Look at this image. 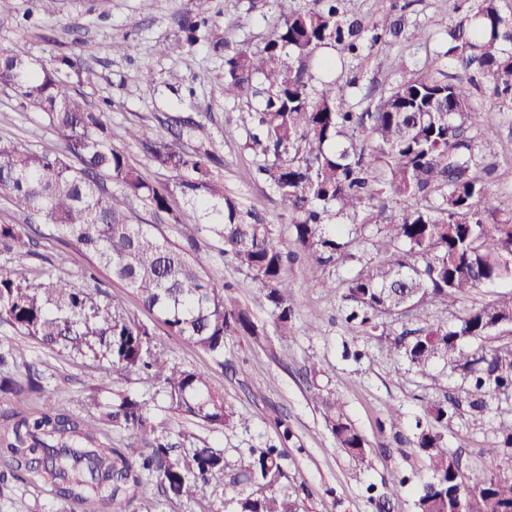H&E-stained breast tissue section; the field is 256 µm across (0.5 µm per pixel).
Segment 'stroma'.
<instances>
[{
	"label": "stroma",
	"instance_id": "obj_1",
	"mask_svg": "<svg viewBox=\"0 0 512 512\" xmlns=\"http://www.w3.org/2000/svg\"><path fill=\"white\" fill-rule=\"evenodd\" d=\"M479 0H345L348 13L372 25L402 11L404 32L393 50L404 62L403 72H427L430 64L451 76L461 71L447 57L448 31L458 25ZM208 17L224 43L223 50L210 44L182 45L180 23L184 18ZM280 16L278 0H57L53 14L39 11L37 0H0V50H15L35 63L53 65L62 55L80 54L85 66L72 76L74 87L90 107L104 111L114 146L124 150L158 185L170 184L171 173L157 169L126 135L128 127L146 125L165 133L167 119L197 112L210 137L205 146L221 163L224 192L242 208L263 211L275 234L291 244L288 213L273 191L253 172L260 159L246 149V132L240 120L246 104L225 98V56L263 42ZM125 45L112 51L113 42ZM153 71L152 82H144L143 67ZM182 82H174L172 73ZM389 59L377 47L365 46L363 55L346 62L345 75L353 79L352 97L365 92L387 93L401 79ZM473 104L481 121L494 131L492 138L476 143L488 163L494 165V187L503 198L512 197V108L497 105L487 88L475 90ZM0 138L22 142L37 151H57L62 141L44 113L24 107L16 93L0 86ZM139 223L177 239L195 231L203 218L198 210L174 198L182 222L170 224L153 214L139 200H131ZM35 252L25 262L34 280L44 270L94 292L100 302L120 305L126 313L152 330L154 341L167 360L206 372L212 390L222 395L235 413L236 427L215 430L196 419H186L162 410L159 418L175 428L219 445L230 470L244 468L251 451L277 443L276 422L286 419L292 438L284 450L285 477L280 489L300 504V512H376L369 488H376L391 501L390 512H414L420 485L428 479V464L411 440L415 426L433 403L458 391L462 380L451 373L439 379L422 375L404 359L389 352L388 345L404 328L431 324L455 325L466 310L512 293V280L475 289L468 297L449 299L447 304L420 305L404 315L383 313L376 330L346 322L341 294L355 273L358 257H372L382 244L376 227L355 235L351 258L310 275L305 260H297L287 271L292 288L295 316L292 334L277 335L259 284L232 260L221 254L212 237L203 244L210 256V272L231 285L233 295L263 325L266 336H230L223 359L168 335L155 314L106 273L90 284L81 273L89 266L84 252L63 245L40 225ZM316 331H309V324ZM0 353L7 364L1 371L24 379L28 369L37 370L47 399L66 400L76 413H83V398L99 392L102 401L113 392L154 393L152 381L137 374L117 375L105 359L93 355H71L44 347L6 323H0ZM335 394L342 411L366 440L368 464L359 468L328 430L322 412L308 396L310 385ZM398 409V423H390L388 412ZM512 420V403H495L483 420L462 414L444 431L449 450L464 448L470 465L497 470L496 461L479 458L477 449L487 447L500 421ZM240 487L229 480H215L194 496L167 498L155 482H148L132 503L130 512H232ZM0 512H83L59 502L49 486L37 476L17 479L0 476Z\"/></svg>",
	"mask_w": 512,
	"mask_h": 512
}]
</instances>
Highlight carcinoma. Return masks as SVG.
Returning <instances> with one entry per match:
<instances>
[{
  "label": "carcinoma",
  "mask_w": 512,
  "mask_h": 512,
  "mask_svg": "<svg viewBox=\"0 0 512 512\" xmlns=\"http://www.w3.org/2000/svg\"><path fill=\"white\" fill-rule=\"evenodd\" d=\"M262 48L224 62V97L254 99L242 123L247 147L262 158L256 168L288 212L294 249L284 248L265 216L242 211L224 195L214 171L219 160L204 146L187 152L147 126L127 129L153 165L173 174L159 187L112 145L105 113L73 94L70 78L84 66L81 55L64 56L50 69L11 50L0 51V85L21 102L46 114L61 136L58 152L35 151L0 139V192L14 209L50 226L51 237L94 257L112 280L158 315L170 336H181L215 357L226 337L260 340L264 328L227 292L224 280L209 273L196 238L174 241L135 224L128 202L141 200L166 212L180 196L201 211L198 232L213 235L221 252L250 274L264 291L279 336L291 335L292 289L288 263L303 255L318 267L349 256L342 230L358 233L374 225L387 248L361 263L341 300L347 318L376 328L381 312L407 311L420 304L464 298L486 284L512 280V202L494 189V169L476 150L469 131L479 112L470 86L437 69L403 78L361 112L348 102L351 81L336 63L318 57L339 47L343 57L360 55L368 40L392 48L401 32L397 20L366 28L345 17L343 0H311L304 9L286 8ZM188 43L219 46L208 19L187 24ZM449 51L475 68L502 107L512 108V14L498 0H480L473 13L448 31ZM174 135L193 137L205 125L171 117ZM345 216L349 224L332 218ZM31 224H0V254L20 253L31 240ZM0 322L51 348L91 353L112 368L150 376L175 413L218 428L235 426L234 412L212 394L206 374L163 358L152 345L149 327L110 303L101 305L70 281L50 275L36 283L22 264L0 268ZM512 326V295L472 308L455 326L406 330L389 350L422 373L437 362L460 372L462 394L427 410L416 424L412 444L428 460L430 479L415 501L416 512H512V470L488 474L463 471L460 454L448 451L442 429L463 410L484 414L488 397L512 399V344L467 347ZM43 392L31 370L25 380L0 376V394L13 408L0 421V465L14 477L39 476L65 503L90 502L99 512H128L142 486L156 482L170 499L194 495L224 476V450L157 420L150 401L119 394L109 404L95 394L85 408L98 410L112 427L130 432L133 442L114 448L99 427L60 400L25 410L29 394ZM340 447L360 466L367 464L364 437L344 416L336 396L310 389ZM479 454L512 456V422L500 423ZM285 477L277 446L253 451L232 483L248 488L235 512H298L296 502L276 493Z\"/></svg>",
  "instance_id": "cac0c4a2"
}]
</instances>
